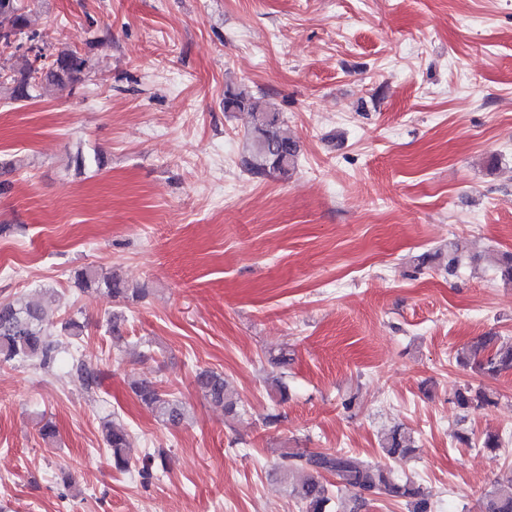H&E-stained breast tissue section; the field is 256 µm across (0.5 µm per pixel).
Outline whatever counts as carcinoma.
<instances>
[{
	"instance_id": "carcinoma-1",
	"label": "carcinoma",
	"mask_w": 512,
	"mask_h": 512,
	"mask_svg": "<svg viewBox=\"0 0 512 512\" xmlns=\"http://www.w3.org/2000/svg\"><path fill=\"white\" fill-rule=\"evenodd\" d=\"M28 22L20 0H0V44L10 47L12 38L23 33ZM87 67V60L76 51H60L46 55L37 52L33 62L22 73L1 74L0 79L12 84L15 99L28 96L30 81L39 77L49 84L60 85L74 81ZM224 109L251 113L252 130L248 137L247 155L243 165L256 176H286L294 167L298 147L296 141L281 131L280 113L270 109L262 98L245 91L230 93L224 99ZM77 284L83 290L103 292L112 297L126 298L141 293L129 288L114 277H103L92 270H82ZM59 356L58 343L51 339V322L44 303L39 299H5L0 301V363H17L40 369L52 367ZM463 365H473L482 373L496 376L512 371V344L498 345L494 337L486 336L468 351L457 355ZM194 382L212 405L229 415L235 412L237 401L229 389L224 374L210 369L196 373ZM132 388L137 398L164 424L176 427L187 418V410L178 400L161 391L151 381H135ZM456 404L463 410L479 409L493 404L492 398L481 390L463 387L456 392ZM103 441L112 463L127 470L129 431L120 421L107 420L102 425ZM382 451L388 457H404L415 451L411 435L400 428L393 429L382 441ZM167 453L157 449L146 456L139 475L146 479L165 466ZM288 472L290 495L301 505L302 512H328L331 501L322 474L336 476V489L352 487L369 496L398 498L406 502L408 512H431V504L419 485L411 480L401 481L391 469L381 463L361 462L342 453L289 452L284 455ZM512 485V470L504 473L483 496L482 512H512V493L500 485Z\"/></svg>"
}]
</instances>
